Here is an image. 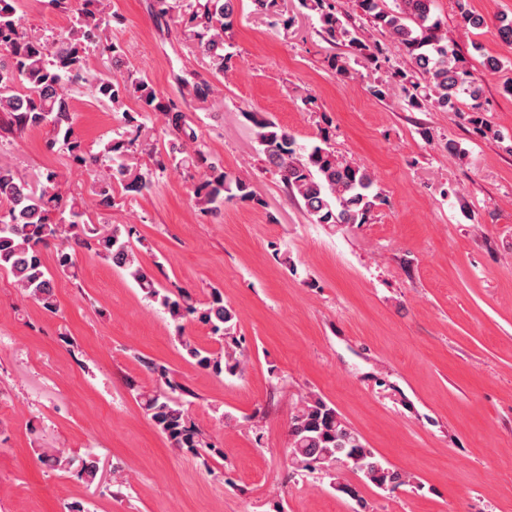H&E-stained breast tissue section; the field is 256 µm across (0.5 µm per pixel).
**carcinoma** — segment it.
Segmentation results:
<instances>
[{"label":"carcinoma","mask_w":512,"mask_h":512,"mask_svg":"<svg viewBox=\"0 0 512 512\" xmlns=\"http://www.w3.org/2000/svg\"><path fill=\"white\" fill-rule=\"evenodd\" d=\"M434 0H357L361 17L372 26L386 30L412 62L411 69L389 65L386 49L361 33V28L341 18L336 0H298L299 7L314 13L319 34L330 45L346 51L326 57L328 68L339 76L351 74L350 61L368 62L382 73L371 86L372 95L382 98L396 84L408 103L416 108L428 103L443 112L459 111L463 96L476 102L482 88L474 77L466 57L448 43L442 22L433 13ZM463 28H478L482 16L457 0ZM156 15H187L186 35L197 51L210 60L213 75L231 67L233 54L226 51L228 32L233 27L234 0H155ZM120 17L104 6V0H81L71 27L52 40L29 36L18 14V0H0V113L8 130L47 127L53 138L47 147L62 144L73 161L93 177L92 194L96 205L110 208L114 189L144 194L151 191L159 174L133 162V141L112 139L97 153L88 151L75 136L72 126V87L88 80L89 54L99 48L108 53L112 69L126 66L123 48L115 43L102 46L104 32ZM195 99H207L215 93L206 79L185 82ZM103 102L120 108L128 97H135L138 115L148 119L161 115L173 136L169 147L172 165L196 169L199 179L193 184L196 205L205 213L216 214L224 201L238 198L264 205L253 186L209 162L194 128L186 124L182 112L170 99L158 96L143 80L132 76L101 79L95 85ZM258 129L266 162L280 176L287 191L298 196L316 224H367L373 211L382 204L375 190V175L365 166L341 156L323 135L322 143L299 153L295 137L271 120L249 115ZM468 123L478 135L489 132L480 105L472 107ZM87 203L62 188L58 175L49 171L35 188L8 166L0 165V269L13 277L15 284L43 309H57L54 277L74 274L76 248L95 250L96 254L125 271L147 298L157 303L182 333L184 321L195 317L209 326L220 344L217 351L200 348L189 339L182 340L187 355L202 370L217 376H237L244 371V352L237 339V313L224 304V295L213 289L201 307L185 291L173 293L157 286L142 263L131 241L132 229L117 225L90 224L84 220ZM57 246L56 268L46 265L42 248ZM145 366L157 375V384L137 392L149 419L171 447L210 461L224 458V450L208 441L192 421L184 397L189 389L174 373L153 362ZM288 453L298 470H319L328 475L336 491L362 502L360 489L342 477L339 462L346 461L361 474V480L381 490H390L409 482V477L369 448L363 438L323 397L311 394L301 400L290 420ZM53 470L76 469L89 484L100 472L99 460L88 455L80 460L61 450L44 458Z\"/></svg>","instance_id":"1"}]
</instances>
